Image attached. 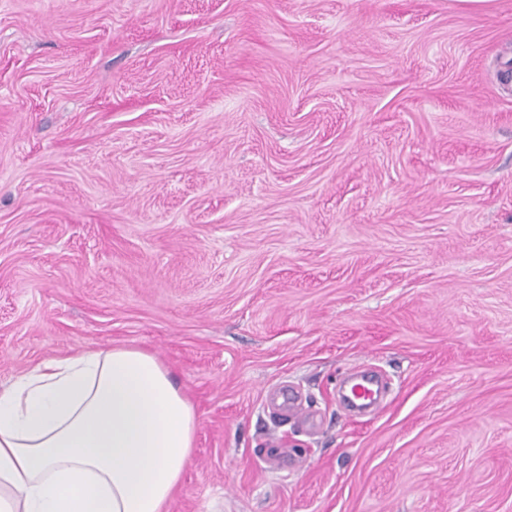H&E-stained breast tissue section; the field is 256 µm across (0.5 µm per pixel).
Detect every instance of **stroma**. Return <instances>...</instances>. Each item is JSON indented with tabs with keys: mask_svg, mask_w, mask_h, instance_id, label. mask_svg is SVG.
I'll list each match as a JSON object with an SVG mask.
<instances>
[{
	"mask_svg": "<svg viewBox=\"0 0 512 512\" xmlns=\"http://www.w3.org/2000/svg\"><path fill=\"white\" fill-rule=\"evenodd\" d=\"M113 346L171 512H512V0H0V387Z\"/></svg>",
	"mask_w": 512,
	"mask_h": 512,
	"instance_id": "obj_1",
	"label": "stroma"
}]
</instances>
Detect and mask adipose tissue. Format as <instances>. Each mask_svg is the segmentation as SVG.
Segmentation results:
<instances>
[{
	"instance_id": "ef3b65f1",
	"label": "adipose tissue",
	"mask_w": 512,
	"mask_h": 512,
	"mask_svg": "<svg viewBox=\"0 0 512 512\" xmlns=\"http://www.w3.org/2000/svg\"><path fill=\"white\" fill-rule=\"evenodd\" d=\"M197 426L147 350L44 361L0 389V512H168Z\"/></svg>"
}]
</instances>
